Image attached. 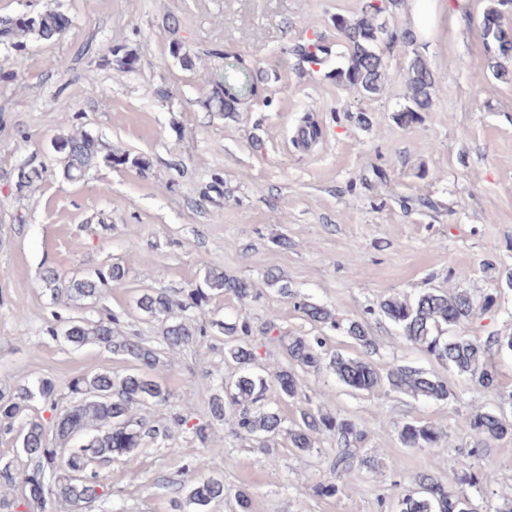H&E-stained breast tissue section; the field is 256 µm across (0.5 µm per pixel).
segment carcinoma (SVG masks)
<instances>
[{
  "label": "carcinoma",
  "instance_id": "carcinoma-1",
  "mask_svg": "<svg viewBox=\"0 0 512 512\" xmlns=\"http://www.w3.org/2000/svg\"><path fill=\"white\" fill-rule=\"evenodd\" d=\"M399 0H384L375 5L364 3L361 14L355 18L336 15L332 22L341 34L344 50L336 53V68L332 77L342 86L365 96L378 94L387 78L384 48L397 44L407 46L414 42L408 31L398 33L379 20L387 6ZM512 12V0H489L480 20V29L491 52V67L496 77H507L512 71V28L504 23ZM65 13L57 10L32 12L0 28V37L16 49L24 48L34 37L45 42L59 39L65 32ZM294 52L308 64L321 65L329 56V47L319 39L309 40L294 48ZM408 104L399 111L397 120L410 125L421 119V113L430 111L435 77L427 61L410 57L404 74ZM253 90L250 75L236 66L224 69V84L206 100L215 112L235 111L226 96L243 97ZM53 150L60 154L62 175L77 180L98 162L126 163L138 169L150 167L144 156L117 157L92 133L75 129L55 137ZM43 166H24L19 169L16 188L22 190L43 179ZM126 270L120 265L97 269L84 277H68L56 270L43 275L45 287L51 296H64L78 303L93 299L111 288L126 284ZM231 295L245 303L260 294L255 282L227 276L214 269L205 272L202 284L186 292L183 300L176 301L164 290L142 294L137 308L154 317L163 318L159 345L144 342L139 336H127L118 329L119 319L112 315L89 325L80 319L69 321L63 330L50 326L47 333L62 337L65 342L80 347L95 343L104 347L128 364L123 373L110 367L75 377L68 384L70 404L57 411L51 425L41 416L33 414V402L40 398L52 400L55 385L41 379L33 385H21L9 393H0V426L3 431L17 432L20 451L26 464L20 469L6 465L0 469V482L21 489V496L0 498V512H18L23 507L40 508L45 512L48 502H61L68 512H84L93 501L108 493L96 469L99 463L122 457L135 462L141 445L150 439L166 440L170 430L135 420L132 409L136 406L164 405L170 392L158 379L149 374L163 362L166 352H176L206 337L205 326L198 317L214 295ZM496 298L484 296L477 301L465 292L448 294L430 288L415 299L390 296L379 303L380 314L400 331V340L432 356L438 362L465 376L484 396L495 398L502 394L497 372L489 361L492 350L512 351V336L490 335L485 339L471 336L466 326L478 315L490 310ZM304 316L319 325L339 326L334 314L314 303L300 306ZM212 328L222 334L224 361L242 370L234 380L221 382L209 400L213 421L229 422L235 434H244L269 454L278 440L284 439L288 447L304 453L311 451L319 437H327L336 444L328 460L330 477L315 486L320 496L333 497L341 486L338 479L353 474L361 464V445L368 433L355 420L320 408L302 406L299 417L291 426L279 409L267 403V392L273 388L279 399H300L302 373L334 374L339 382L354 392L371 394L386 384L391 390L413 398L446 401L453 392L448 382L430 376L410 366L381 368L359 357L331 355L323 352L324 340L319 336H275L274 321L266 323L263 335H254L253 326L246 318L234 323L214 321ZM345 335L364 351L374 348L369 327L364 321L350 320L342 326ZM271 344L281 349L285 363L266 377L249 371L257 360V349ZM468 427L477 441V447H487L494 441L512 440V421L489 410L475 411ZM189 431L210 452L215 473L186 491V501L196 506L197 512L224 499L222 461L224 449L209 444L208 426L194 424ZM401 443L407 448H439L441 433L438 428L417 420H406L398 430ZM481 475L466 467L453 470L447 483L432 475H422L417 487L407 490L399 499L398 512H474L470 499L460 491L467 485L475 487Z\"/></svg>",
  "mask_w": 512,
  "mask_h": 512
}]
</instances>
